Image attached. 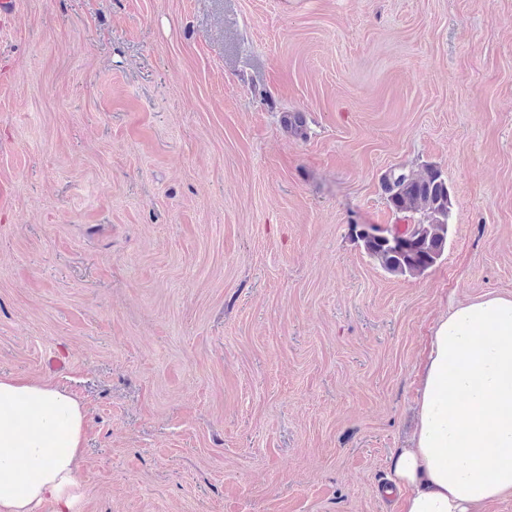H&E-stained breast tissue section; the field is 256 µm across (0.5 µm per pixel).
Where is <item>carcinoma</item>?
Returning a JSON list of instances; mask_svg holds the SVG:
<instances>
[{
	"label": "carcinoma",
	"instance_id": "carcinoma-1",
	"mask_svg": "<svg viewBox=\"0 0 512 512\" xmlns=\"http://www.w3.org/2000/svg\"><path fill=\"white\" fill-rule=\"evenodd\" d=\"M383 189L390 207L398 214L423 213L427 220L394 228L387 236L405 242L399 252L384 239L362 240L364 250L388 273H421L441 257L448 239L452 200L448 183L439 169L426 167L418 174L403 170L388 173Z\"/></svg>",
	"mask_w": 512,
	"mask_h": 512
}]
</instances>
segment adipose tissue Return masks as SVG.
I'll return each mask as SVG.
<instances>
[{
  "mask_svg": "<svg viewBox=\"0 0 512 512\" xmlns=\"http://www.w3.org/2000/svg\"><path fill=\"white\" fill-rule=\"evenodd\" d=\"M84 412L62 388L0 377V512H73ZM401 512H483L512 494V298L449 309L424 357L413 447L390 458Z\"/></svg>",
  "mask_w": 512,
  "mask_h": 512,
  "instance_id": "1",
  "label": "adipose tissue"
}]
</instances>
